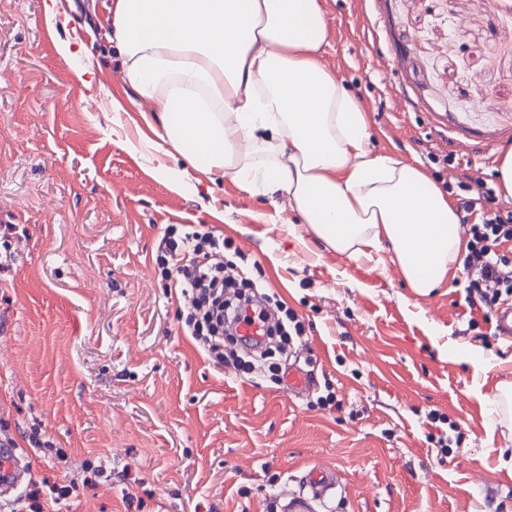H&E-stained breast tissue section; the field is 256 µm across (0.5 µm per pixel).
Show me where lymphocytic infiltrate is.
Returning a JSON list of instances; mask_svg holds the SVG:
<instances>
[{
	"instance_id": "f902f5d3",
	"label": "lymphocytic infiltrate",
	"mask_w": 512,
	"mask_h": 512,
	"mask_svg": "<svg viewBox=\"0 0 512 512\" xmlns=\"http://www.w3.org/2000/svg\"><path fill=\"white\" fill-rule=\"evenodd\" d=\"M493 191L480 180L461 185L457 205L465 215L480 213L478 223L468 228L469 250L464 259L467 297H479L492 309L512 296V259L502 248L512 244V211L483 208ZM225 240L208 232L168 231L156 259L162 275H170V264L180 258V286L191 300L184 325L190 336L202 342L216 360L224 358V339L233 335V325L244 318L253 284L244 272L224 263Z\"/></svg>"
}]
</instances>
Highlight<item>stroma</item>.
Here are the masks:
<instances>
[{"label":"stroma","mask_w":512,"mask_h":512,"mask_svg":"<svg viewBox=\"0 0 512 512\" xmlns=\"http://www.w3.org/2000/svg\"><path fill=\"white\" fill-rule=\"evenodd\" d=\"M58 2L68 23L50 29L43 0H0V435L29 470L0 507L280 512L317 463L342 481L333 512H512V415L494 403L512 338L466 304L465 269L420 296L386 252L328 249L286 198L221 177L173 191L107 39L111 0ZM324 7L326 63L362 103L373 153L438 186L480 179L488 208L512 211L495 172L512 147V0ZM73 31L86 51L69 57ZM184 225L225 238V260L298 316L286 365L309 394L218 365L184 333L190 300L156 265ZM327 391L340 409L317 404ZM434 413L455 427L448 449Z\"/></svg>","instance_id":"obj_1"}]
</instances>
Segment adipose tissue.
<instances>
[{
  "instance_id": "1",
  "label": "adipose tissue",
  "mask_w": 512,
  "mask_h": 512,
  "mask_svg": "<svg viewBox=\"0 0 512 512\" xmlns=\"http://www.w3.org/2000/svg\"><path fill=\"white\" fill-rule=\"evenodd\" d=\"M123 76L157 113V171L198 192L222 170L282 195L327 248L389 251L417 294L466 252L459 216L419 168L372 154L360 103L326 66L322 0H112ZM266 154L267 162L256 159ZM206 160L200 175L167 165Z\"/></svg>"
}]
</instances>
